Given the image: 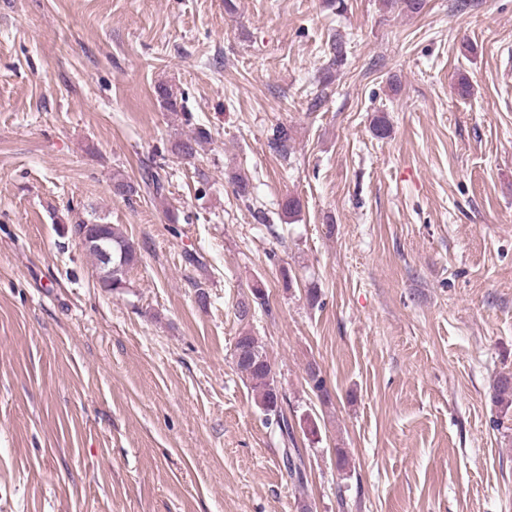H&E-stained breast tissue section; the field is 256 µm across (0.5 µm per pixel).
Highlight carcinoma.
<instances>
[{
  "instance_id": "cac0c4a2",
  "label": "carcinoma",
  "mask_w": 512,
  "mask_h": 512,
  "mask_svg": "<svg viewBox=\"0 0 512 512\" xmlns=\"http://www.w3.org/2000/svg\"><path fill=\"white\" fill-rule=\"evenodd\" d=\"M382 3L387 9L396 7L411 14L421 11L424 6L423 0H382ZM290 140V129L286 126L280 125L274 129L271 144L284 158L288 157ZM198 145L199 140L196 138L178 139L171 144V151L191 157L197 153ZM142 182L154 196L164 195L166 177L160 173L159 168H146L142 175ZM104 231L112 246V265L119 267V271L108 278L105 276L106 269L101 267L99 281L101 287L119 294L126 288V269L136 259V248L118 226L108 224ZM236 341L242 342L245 346V352L242 355L232 352L236 369L243 382L255 393L256 405L265 416L266 424L274 427L283 443L288 445V448L283 451L286 479L293 487L302 488L307 479L305 461L299 449L290 447V444L294 443V429L284 412L285 396L278 392L275 372L266 349L259 338L249 331L240 333ZM307 384L323 402L330 401V393L322 372H315L313 367H308ZM492 399L501 414H508L509 409L512 408V373H500L495 377Z\"/></svg>"
}]
</instances>
